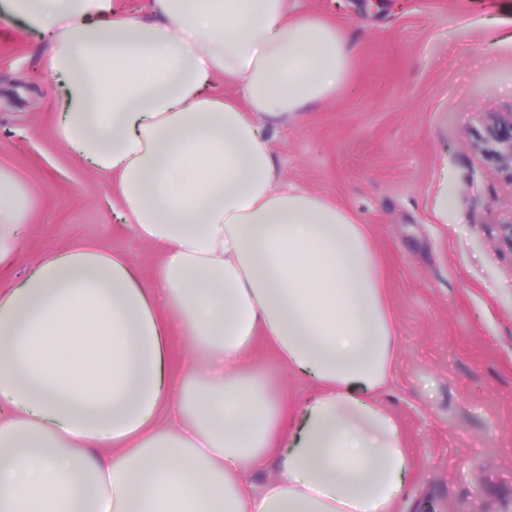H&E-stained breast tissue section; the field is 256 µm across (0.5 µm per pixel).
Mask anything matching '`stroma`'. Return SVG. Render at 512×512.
I'll use <instances>...</instances> for the list:
<instances>
[{
  "instance_id": "1",
  "label": "stroma",
  "mask_w": 512,
  "mask_h": 512,
  "mask_svg": "<svg viewBox=\"0 0 512 512\" xmlns=\"http://www.w3.org/2000/svg\"><path fill=\"white\" fill-rule=\"evenodd\" d=\"M352 53L345 81L288 122H269L280 170L352 213L375 247L399 352L383 395L411 450L393 512H512V178L470 146L488 113L512 108V0H294ZM47 48L0 25V165L31 194L0 277L22 280L46 253L91 243L145 278L160 252L115 223L111 185L54 132L60 91ZM448 175V216L436 210ZM273 392L297 406L309 382L265 339L251 353Z\"/></svg>"
}]
</instances>
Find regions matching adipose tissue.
<instances>
[{
	"mask_svg": "<svg viewBox=\"0 0 512 512\" xmlns=\"http://www.w3.org/2000/svg\"><path fill=\"white\" fill-rule=\"evenodd\" d=\"M0 18L47 34L57 139L116 177L114 216L163 255L145 282L77 246L0 289V512H390L411 459L379 399L398 341L369 235L278 173L265 125L343 83L342 35L290 0H7ZM30 201L0 165V262ZM260 334L315 384L297 413L251 371Z\"/></svg>",
	"mask_w": 512,
	"mask_h": 512,
	"instance_id": "ef3b65f1",
	"label": "adipose tissue"
}]
</instances>
